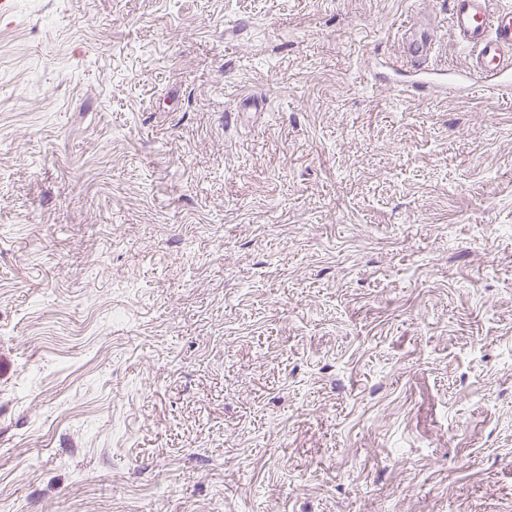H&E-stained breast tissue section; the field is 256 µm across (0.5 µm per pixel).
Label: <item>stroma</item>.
<instances>
[{
  "label": "stroma",
  "mask_w": 512,
  "mask_h": 512,
  "mask_svg": "<svg viewBox=\"0 0 512 512\" xmlns=\"http://www.w3.org/2000/svg\"><path fill=\"white\" fill-rule=\"evenodd\" d=\"M448 0H15L0 512H512V97L365 60Z\"/></svg>",
  "instance_id": "stroma-1"
}]
</instances>
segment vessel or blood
<instances>
[{
    "mask_svg": "<svg viewBox=\"0 0 512 512\" xmlns=\"http://www.w3.org/2000/svg\"><path fill=\"white\" fill-rule=\"evenodd\" d=\"M449 26L467 49L463 74L447 79L435 63L438 40L435 28L409 21L401 31L404 63L417 79L411 91L439 97H472L476 89L512 93V6L501 0H448Z\"/></svg>",
    "mask_w": 512,
    "mask_h": 512,
    "instance_id": "b4317fda",
    "label": "vessel or blood"
}]
</instances>
